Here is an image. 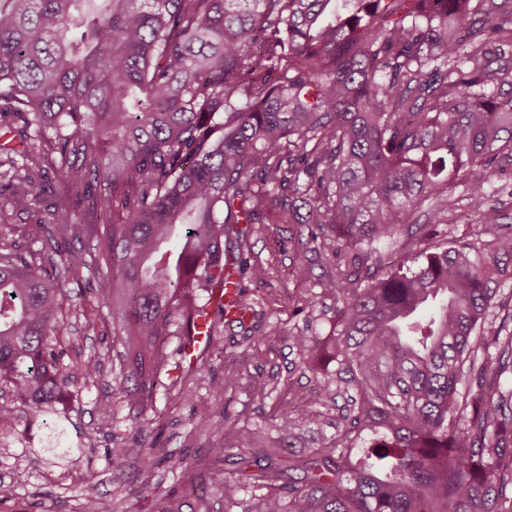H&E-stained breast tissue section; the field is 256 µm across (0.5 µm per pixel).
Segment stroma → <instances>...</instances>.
<instances>
[{
  "label": "stroma",
  "mask_w": 512,
  "mask_h": 512,
  "mask_svg": "<svg viewBox=\"0 0 512 512\" xmlns=\"http://www.w3.org/2000/svg\"><path fill=\"white\" fill-rule=\"evenodd\" d=\"M304 231L300 224L253 225L247 264L268 271L264 278L242 280L254 315L244 325L220 327V343L208 347L192 371L183 372L180 381L191 389L188 400L163 390L157 394L142 440L156 443L163 460L147 491L141 488V451L132 445V414L117 379L120 346L97 321V290L72 288L60 331L74 341L67 353L103 354L104 369L93 381L74 385L71 403L35 419L8 391H0V427L14 431L13 441L0 445V512H82L90 496L98 500L100 512H159L164 506L174 512H248L262 489L246 491L237 505L225 501L222 474L208 455L212 440L194 433L195 417L223 413L229 421L269 435L280 414L303 402L315 420L293 440L292 453L304 455L334 435L349 397L315 403L317 380L293 344L301 332L321 338L336 333V297L319 253L307 254L308 279L292 274L296 241ZM311 296L316 305L307 314L301 307ZM273 323L280 332L271 336L267 329ZM241 358L247 361L246 373L223 397L214 396L210 380L223 377L225 367ZM105 416L110 419L106 427L101 424ZM116 448L124 449V456L113 458ZM91 471L98 475L93 486L86 481Z\"/></svg>",
  "instance_id": "obj_1"
}]
</instances>
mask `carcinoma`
Listing matches in <instances>:
<instances>
[{
  "label": "carcinoma",
  "instance_id": "1",
  "mask_svg": "<svg viewBox=\"0 0 512 512\" xmlns=\"http://www.w3.org/2000/svg\"><path fill=\"white\" fill-rule=\"evenodd\" d=\"M6 2L0 224L21 207L44 235L33 251L20 225L0 236V381L29 415L100 373L99 355L64 366L57 350L71 286L98 280L140 442L169 337L207 317L216 345L244 324L191 296L242 271L250 225L304 224L297 255L318 244L340 306L334 338L294 343L336 363L318 402L335 380L358 397L299 458L279 449L313 421L305 408L264 447L197 417L196 434L224 435L214 461L252 449L224 499L262 487L253 512H512V331L488 319L512 277L490 191L512 158V66H493L512 56V0ZM461 205L486 238L449 237ZM385 246L406 259L378 267Z\"/></svg>",
  "mask_w": 512,
  "mask_h": 512
}]
</instances>
